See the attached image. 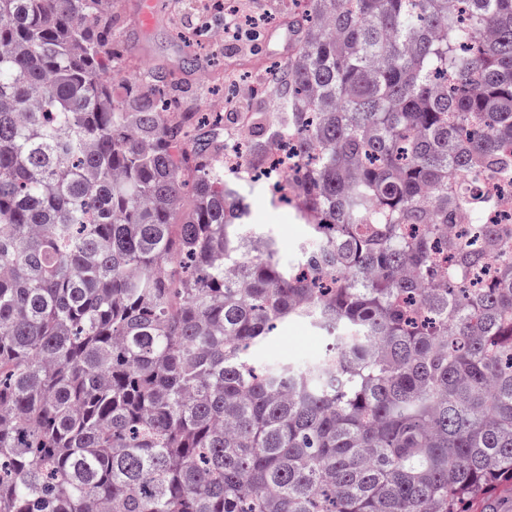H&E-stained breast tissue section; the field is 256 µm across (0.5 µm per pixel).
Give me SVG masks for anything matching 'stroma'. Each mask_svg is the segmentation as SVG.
Here are the masks:
<instances>
[{"instance_id":"obj_1","label":"stroma","mask_w":512,"mask_h":512,"mask_svg":"<svg viewBox=\"0 0 512 512\" xmlns=\"http://www.w3.org/2000/svg\"><path fill=\"white\" fill-rule=\"evenodd\" d=\"M287 0H241L236 11L223 12L198 0H112V12L121 18L114 34L125 50L130 71L156 69L172 74L165 87H143L122 79L112 85L115 101L137 97L173 100L179 111L215 114L224 98V75L235 73L240 83L255 75L270 76L288 55ZM196 53L208 79L183 72V59ZM249 222L275 238L284 264L296 263L310 237L308 227L291 208L272 203L271 193L247 189ZM328 344L325 334L305 320L279 324L274 334L254 352L259 363L288 361L299 366L320 358Z\"/></svg>"}]
</instances>
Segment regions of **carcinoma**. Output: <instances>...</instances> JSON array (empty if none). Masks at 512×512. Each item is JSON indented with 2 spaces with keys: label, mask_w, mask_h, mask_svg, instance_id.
Listing matches in <instances>:
<instances>
[{
  "label": "carcinoma",
  "mask_w": 512,
  "mask_h": 512,
  "mask_svg": "<svg viewBox=\"0 0 512 512\" xmlns=\"http://www.w3.org/2000/svg\"><path fill=\"white\" fill-rule=\"evenodd\" d=\"M247 169L296 142L284 265L215 121L119 105L111 0H0V512H465L512 488V0H305ZM193 204L183 208L186 186ZM495 266L490 288H463ZM332 342L259 368L279 323ZM493 188L498 204L487 209L482 216L483 224L512 223V183L510 181L487 182ZM486 183V184H487ZM244 192L248 196L249 223L255 230L275 238L284 264L296 263L310 240L307 224L296 219L291 208L274 205L268 189L245 186Z\"/></svg>",
  "instance_id": "cac0c4a2"
}]
</instances>
